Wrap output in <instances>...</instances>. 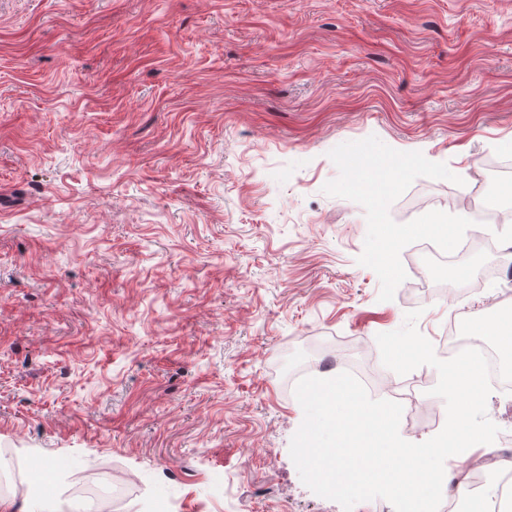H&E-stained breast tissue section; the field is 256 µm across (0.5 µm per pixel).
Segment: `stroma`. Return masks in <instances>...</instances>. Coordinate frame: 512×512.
I'll return each instance as SVG.
<instances>
[{"instance_id":"stroma-1","label":"stroma","mask_w":512,"mask_h":512,"mask_svg":"<svg viewBox=\"0 0 512 512\" xmlns=\"http://www.w3.org/2000/svg\"><path fill=\"white\" fill-rule=\"evenodd\" d=\"M372 135L462 179H416L394 221L484 206L512 0H0V449L40 477L17 512H80L102 467L112 512H343L291 459L290 374L345 354L376 398L429 394L377 334L417 309L434 339L461 295L491 331L480 272L512 289L511 204L446 296L420 299L414 243L380 301L363 207L322 191L329 151Z\"/></svg>"}]
</instances>
